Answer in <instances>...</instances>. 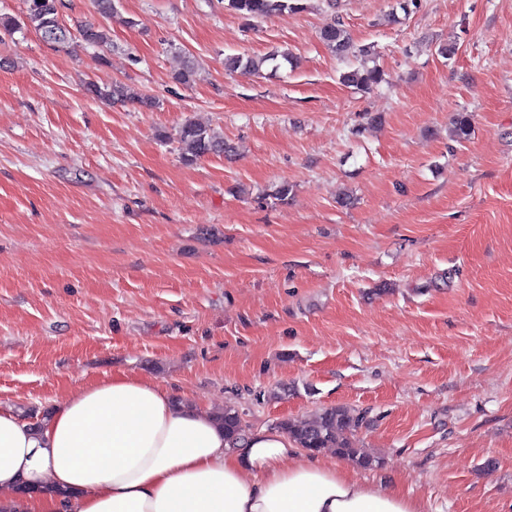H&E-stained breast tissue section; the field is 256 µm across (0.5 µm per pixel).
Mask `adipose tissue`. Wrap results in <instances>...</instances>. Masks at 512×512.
Masks as SVG:
<instances>
[{
  "label": "adipose tissue",
  "instance_id": "ef3b65f1",
  "mask_svg": "<svg viewBox=\"0 0 512 512\" xmlns=\"http://www.w3.org/2000/svg\"><path fill=\"white\" fill-rule=\"evenodd\" d=\"M32 486L18 493L19 484ZM0 512H420L261 429L229 447L209 410L115 373L40 427L0 409Z\"/></svg>",
  "mask_w": 512,
  "mask_h": 512
}]
</instances>
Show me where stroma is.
<instances>
[{
    "instance_id": "1",
    "label": "stroma",
    "mask_w": 512,
    "mask_h": 512,
    "mask_svg": "<svg viewBox=\"0 0 512 512\" xmlns=\"http://www.w3.org/2000/svg\"><path fill=\"white\" fill-rule=\"evenodd\" d=\"M116 5L108 48L0 31V407L32 422L114 372L253 431L348 406L379 460L364 484L512 512V0H419L393 23L396 0H309L250 25L226 0ZM334 15L379 86L342 83L358 62L320 41ZM276 48L295 66L224 70ZM186 56L190 86L171 78ZM190 118L235 156L185 162ZM85 91L93 98L109 100L112 101V103L139 104L140 107L148 110L158 105V102L152 98L134 93L121 82H113L108 85H99L94 82H89L85 86Z\"/></svg>"
}]
</instances>
